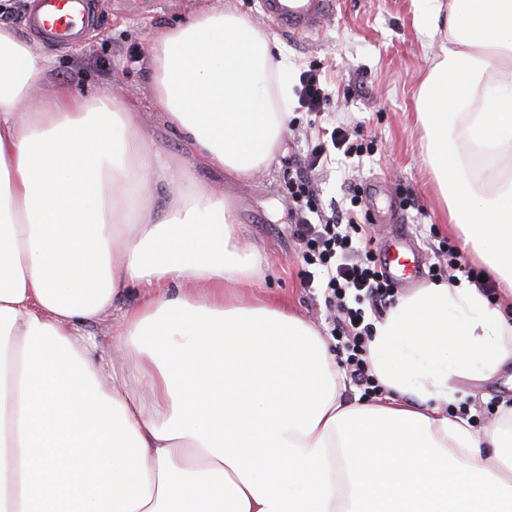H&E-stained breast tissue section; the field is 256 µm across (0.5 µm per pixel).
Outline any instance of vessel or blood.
<instances>
[{"instance_id": "b4317fda", "label": "vessel or blood", "mask_w": 512, "mask_h": 512, "mask_svg": "<svg viewBox=\"0 0 512 512\" xmlns=\"http://www.w3.org/2000/svg\"><path fill=\"white\" fill-rule=\"evenodd\" d=\"M334 0H261L264 15L273 23L301 34L319 32ZM95 23L93 0H35L29 17L31 32L54 45H76ZM384 262L395 280H402L415 254L407 249L382 246Z\"/></svg>"}]
</instances>
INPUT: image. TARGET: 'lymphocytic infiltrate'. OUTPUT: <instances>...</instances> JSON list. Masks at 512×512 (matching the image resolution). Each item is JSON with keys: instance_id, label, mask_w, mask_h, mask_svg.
<instances>
[{"instance_id": "1", "label": "lymphocytic infiltrate", "mask_w": 512, "mask_h": 512, "mask_svg": "<svg viewBox=\"0 0 512 512\" xmlns=\"http://www.w3.org/2000/svg\"><path fill=\"white\" fill-rule=\"evenodd\" d=\"M347 143L343 129L336 127L329 141L319 142L310 154L293 160L287 185L293 219L290 234L311 267L307 281L325 288L326 300L335 308L332 333L347 352L346 371L356 385L376 392L380 386L367 359L366 340L372 325L366 315L393 304L394 286L378 264L374 238L364 236L358 222L360 189H353L348 205L326 208L313 178L331 149H342Z\"/></svg>"}]
</instances>
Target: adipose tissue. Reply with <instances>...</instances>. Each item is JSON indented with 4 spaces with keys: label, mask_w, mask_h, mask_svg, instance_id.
<instances>
[{
    "label": "adipose tissue",
    "mask_w": 512,
    "mask_h": 512,
    "mask_svg": "<svg viewBox=\"0 0 512 512\" xmlns=\"http://www.w3.org/2000/svg\"><path fill=\"white\" fill-rule=\"evenodd\" d=\"M420 26L439 39L416 100L433 191L512 293V0H425ZM151 58L202 162L269 163L289 90L264 32L214 6ZM47 71L0 23V512H512V408L480 434L446 412L454 378L512 362V309L466 282L399 299L368 342L384 398L345 402L287 301H240L263 257L223 190L163 162L116 94L57 85L25 109ZM160 180L166 208L129 232Z\"/></svg>",
    "instance_id": "ef3b65f1"
}]
</instances>
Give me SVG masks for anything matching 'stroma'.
<instances>
[{
    "mask_svg": "<svg viewBox=\"0 0 512 512\" xmlns=\"http://www.w3.org/2000/svg\"><path fill=\"white\" fill-rule=\"evenodd\" d=\"M219 0H96L97 22L80 46L55 49L30 35L26 23L34 0H0V20L50 57L53 66L40 88L48 94L68 84L87 95L115 89L131 105L149 147L199 187L220 185L234 204L243 236L265 257L264 284L241 289L243 301L287 300L291 309L315 327L337 360L345 352L331 339L333 311L322 289L305 285L306 265L289 234L287 184L295 155L322 140L323 129L347 130L360 153L337 154L317 169L322 203L341 199L348 186L383 187L376 212L364 230L383 243L404 229L418 246L425 265L445 266L440 251L451 241L448 227L430 185L425 133L417 119L416 96L438 44L418 30L423 0H335L323 29L311 36L278 28L260 11L256 0H231L232 7L267 33L288 62V82L297 87L299 75L315 70L327 94L321 115L290 100L291 119L268 166L247 180L216 167L200 165L180 132L163 118L153 96L151 45L161 31L186 22L201 7ZM456 401L480 405L472 427L483 431L494 422L487 403H512V364L489 375L475 368L472 376L456 379Z\"/></svg>",
    "mask_w": 512,
    "mask_h": 512,
    "instance_id": "35a3bbf8",
    "label": "stroma"
}]
</instances>
